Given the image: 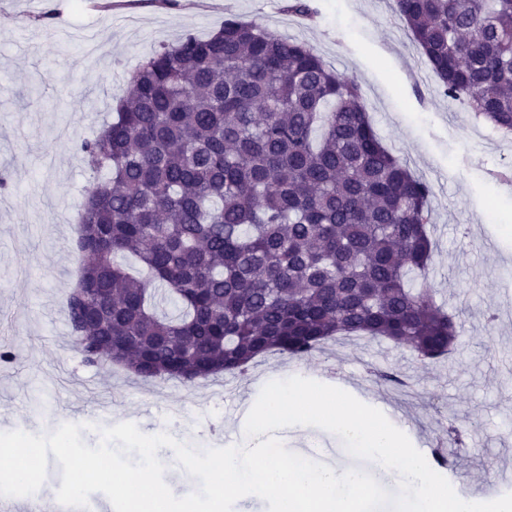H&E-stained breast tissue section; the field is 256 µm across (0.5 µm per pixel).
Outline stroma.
Segmentation results:
<instances>
[{
    "mask_svg": "<svg viewBox=\"0 0 512 512\" xmlns=\"http://www.w3.org/2000/svg\"><path fill=\"white\" fill-rule=\"evenodd\" d=\"M289 0H138L115 17L81 0H0V432L47 434L95 419L131 422L198 448L239 444L240 421L278 373L352 393L382 411L415 448L445 442L452 485L479 490L512 469V134L494 130L469 102L443 95L391 0H314L300 18ZM254 23L305 43L353 79L373 126L392 153L433 187L432 264L426 282L457 323L456 349L430 364L383 340L342 339L312 356L262 358L244 377L192 385L145 382L112 366L85 364L65 324L64 302L78 273L74 240L92 174L76 148L111 120L133 70L161 44L204 37L225 20ZM495 323H487V313ZM392 370L402 389L380 385ZM456 429L466 447L448 441ZM284 444L308 459L392 477L352 457L335 434L296 426Z\"/></svg>",
    "mask_w": 512,
    "mask_h": 512,
    "instance_id": "1",
    "label": "stroma"
}]
</instances>
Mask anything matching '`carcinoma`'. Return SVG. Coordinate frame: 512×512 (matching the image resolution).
Masks as SVG:
<instances>
[{"instance_id":"carcinoma-1","label":"carcinoma","mask_w":512,"mask_h":512,"mask_svg":"<svg viewBox=\"0 0 512 512\" xmlns=\"http://www.w3.org/2000/svg\"><path fill=\"white\" fill-rule=\"evenodd\" d=\"M442 93L512 134V0H392ZM77 153L100 176L66 311L90 365L185 384L384 339H457L430 286L432 186L376 135L359 87L237 20L143 60Z\"/></svg>"}]
</instances>
